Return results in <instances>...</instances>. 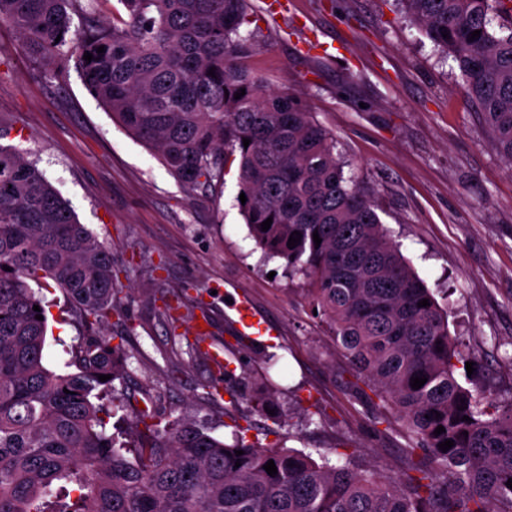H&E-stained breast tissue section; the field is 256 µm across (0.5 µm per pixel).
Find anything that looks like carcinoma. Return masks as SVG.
<instances>
[{
  "mask_svg": "<svg viewBox=\"0 0 512 512\" xmlns=\"http://www.w3.org/2000/svg\"><path fill=\"white\" fill-rule=\"evenodd\" d=\"M103 2L0 0V23L59 73L75 60L89 94L187 189H219L238 168L251 236L305 280L315 318L404 423L402 474L365 469L352 453L336 464L242 437L227 444L185 417L162 427L146 408L119 441L95 404L125 373L100 330L120 313L112 252L35 163L0 144V512H512V393L459 382L472 357L455 347L448 310L344 176L333 136L295 93L263 89L243 66L247 0H118L124 14L112 20ZM401 2L453 58L512 164V14L502 0ZM32 282L62 290L83 329L66 372L46 366L47 322L36 319L46 310ZM415 377L426 379L417 390ZM239 383L254 411L274 397L250 377ZM445 440L454 446L444 452Z\"/></svg>",
  "mask_w": 512,
  "mask_h": 512,
  "instance_id": "cac0c4a2",
  "label": "carcinoma"
}]
</instances>
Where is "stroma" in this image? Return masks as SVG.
I'll return each mask as SVG.
<instances>
[{
  "label": "stroma",
  "mask_w": 512,
  "mask_h": 512,
  "mask_svg": "<svg viewBox=\"0 0 512 512\" xmlns=\"http://www.w3.org/2000/svg\"><path fill=\"white\" fill-rule=\"evenodd\" d=\"M269 16L250 0L253 51L246 66L271 89L291 90L336 139L345 176L379 206L378 214L418 276L448 309L452 340L476 353L470 390L487 378L512 386V164L493 148L467 102L459 71L408 18L399 0H288ZM317 38L343 41L339 59L306 53ZM0 115L7 140L39 168L79 223L112 249L122 315L107 335L119 337L127 372L117 393L131 420L140 406L161 422L185 414L219 439L234 423L219 377L196 351L199 321L207 341L230 348L236 373L270 378L280 392L272 413L254 416L248 441L317 453L356 451L360 463L395 474L405 445L401 423H374L377 409L358 400L354 370L325 325L312 318L304 285L283 260L264 258L239 212L235 174L221 193L186 190L158 157L130 137L84 87L76 68L56 76L27 55L10 25H0ZM234 283L273 329L239 333L226 301ZM47 365L60 369L83 330L58 288L42 289ZM180 295L171 314L166 298ZM216 395H208V386ZM320 412L321 426L306 416Z\"/></svg>",
  "instance_id": "35a3bbf8"
}]
</instances>
